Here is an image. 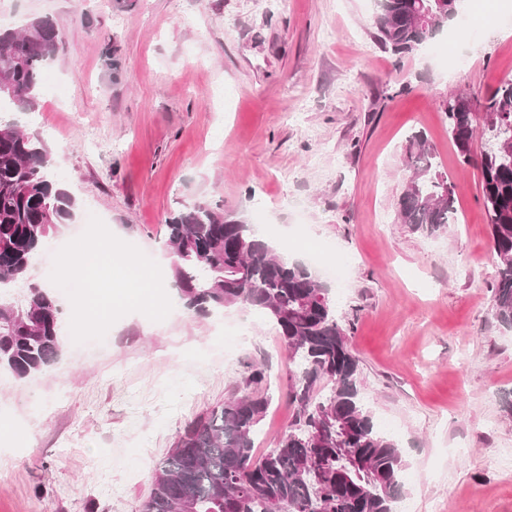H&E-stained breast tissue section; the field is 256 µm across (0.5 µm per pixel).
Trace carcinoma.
<instances>
[{
	"label": "carcinoma",
	"mask_w": 512,
	"mask_h": 512,
	"mask_svg": "<svg viewBox=\"0 0 512 512\" xmlns=\"http://www.w3.org/2000/svg\"><path fill=\"white\" fill-rule=\"evenodd\" d=\"M460 0H377L375 40L405 56L458 14ZM58 33L48 19L0 31V104L34 112ZM462 162L473 161L477 127L489 141L477 167L496 261L491 317L512 329V80L484 112L463 93L442 102ZM399 223L437 237L456 220V192L424 134L409 137ZM76 199L58 177L47 145L0 115V370L15 379L43 374L66 344L53 288L9 291L30 276L44 243L72 223ZM173 278L183 307L209 315L250 307L275 326L288 352V430L258 457L254 433L271 397L266 369L251 364L245 394L229 397L185 425L161 466L143 512H395L406 468L402 448L381 431L361 396L360 361L348 345L351 323L336 314L329 284L309 265L288 261L252 226L220 208L195 204L166 224Z\"/></svg>",
	"instance_id": "1"
}]
</instances>
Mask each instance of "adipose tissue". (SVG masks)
<instances>
[{
    "label": "adipose tissue",
    "instance_id": "1",
    "mask_svg": "<svg viewBox=\"0 0 512 512\" xmlns=\"http://www.w3.org/2000/svg\"><path fill=\"white\" fill-rule=\"evenodd\" d=\"M72 264V269L57 271L55 279L59 282L69 279L77 282L79 287L92 288V298H81L75 304L84 319L97 322L111 319L112 311L116 308L139 315L153 309L160 286L159 273L154 266L145 264L138 256L94 243L80 251ZM107 266L120 268L130 282L121 297H113L102 288L98 275Z\"/></svg>",
    "mask_w": 512,
    "mask_h": 512
}]
</instances>
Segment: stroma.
<instances>
[{"instance_id": "1", "label": "stroma", "mask_w": 512, "mask_h": 512, "mask_svg": "<svg viewBox=\"0 0 512 512\" xmlns=\"http://www.w3.org/2000/svg\"><path fill=\"white\" fill-rule=\"evenodd\" d=\"M474 44L445 28L398 58L374 41V0H0V27L51 19L42 89L21 115L57 160L77 216L30 281L66 267L99 219L113 243L162 261V308L116 313L99 348L68 337L53 369L0 379V512H142L179 431L223 402L249 364L269 368L255 434L273 447L292 421L288 354L259 312L209 316L176 304L166 223L205 203L300 260L348 257L338 315L376 422L393 423L411 512H512V329L492 322L496 273L479 170L462 163L441 109L484 104L512 78V0ZM423 133L456 185L457 221L428 238L397 223L408 137Z\"/></svg>"}]
</instances>
